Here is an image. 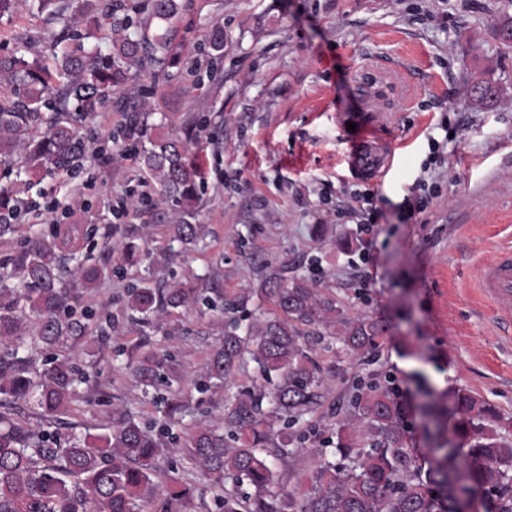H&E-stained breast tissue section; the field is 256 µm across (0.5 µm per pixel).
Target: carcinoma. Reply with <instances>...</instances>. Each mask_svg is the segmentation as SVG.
<instances>
[{"label":"carcinoma","instance_id":"1","mask_svg":"<svg viewBox=\"0 0 512 512\" xmlns=\"http://www.w3.org/2000/svg\"><path fill=\"white\" fill-rule=\"evenodd\" d=\"M34 7L61 24L53 44L55 67L29 57L26 42L15 54L0 57V164L12 163L21 150L29 177L67 171L82 158L83 120L107 103L112 87L125 83L149 51L162 53L170 64L184 52L165 33L149 35L152 22L179 14L178 0H140L121 18L116 13L123 5L108 4L123 35L111 41L106 54L84 48V41L99 39L93 0H36ZM208 43L211 59L222 58L220 24L212 26ZM469 91L482 105L491 106L499 97V88L480 76L473 77ZM39 124L44 131L37 137L32 127ZM140 160L158 194L179 207L171 241L195 244L202 225L191 219L202 172L190 143L159 138L142 150ZM20 209L14 186L1 185L0 237L13 232L11 219ZM67 219L27 238L9 258L10 270L0 273V346L8 348L0 354V406L31 399L46 418L71 400L83 375L69 358L32 368L19 355L24 339L19 312L34 315L43 345L77 343L86 337L92 314L77 308L75 289L94 288L104 275L98 266L77 260L80 244L92 231L72 212ZM68 260L77 261L69 284L62 279ZM260 292L273 298L278 313L260 314L245 325L236 319L224 324V339L209 360L206 378L226 382L247 356L272 382V390L238 392L224 402V432L202 424L185 441L188 458L224 493V512H512V443L491 431L498 420L494 410L463 389L443 399L422 377L416 406L385 378L356 383L349 408L336 423L341 462L321 459L300 501L292 493L274 492L268 457L285 466L298 447L297 437L273 434L271 417H303L318 404L324 384L320 367L299 343L300 326L332 327L343 346L362 355L378 347L390 325L382 317L347 316L336 300L303 277L285 281L273 274ZM198 301L199 291L188 281L162 290L133 285L127 292V309L141 323ZM164 361L155 353L139 359L134 375L143 388L154 386ZM416 411L429 443L424 464L408 448V421ZM115 414L112 431L95 439L54 437L0 414V512H138L141 502L156 496L164 497L165 512H182L192 488L178 482L162 490L151 478L155 461L167 450L162 436L121 410ZM243 485L251 493L241 499L237 491Z\"/></svg>","mask_w":512,"mask_h":512}]
</instances>
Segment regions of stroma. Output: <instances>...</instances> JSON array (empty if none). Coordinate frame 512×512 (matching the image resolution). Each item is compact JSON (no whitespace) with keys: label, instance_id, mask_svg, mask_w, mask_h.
<instances>
[{"label":"stroma","instance_id":"1","mask_svg":"<svg viewBox=\"0 0 512 512\" xmlns=\"http://www.w3.org/2000/svg\"><path fill=\"white\" fill-rule=\"evenodd\" d=\"M171 24L153 23L184 44L178 65L145 60L114 88L108 104L84 123L87 150L67 172L22 188L14 234L0 238V264L21 240L66 221L83 204L93 228L83 254L105 267L97 288L78 294L93 314L82 352L32 343L34 367L69 356L84 378L52 422L26 406L0 412L33 429L99 436L122 407L140 426L187 438L199 422L220 424L226 394L257 380L243 360L227 388L205 387L210 356L228 316L204 303L141 327L126 318V292L147 282L194 279L206 298L251 293L249 311L274 316L257 295L265 277H306L348 316L385 317L391 334L369 354L348 353L332 329L314 353L325 389L312 413L293 425L305 434L290 466L277 467V491L302 493L321 455L331 454L336 422L353 385L390 376L415 395L414 372L436 391L464 389L491 405L496 432L512 441V329L500 324L474 286L477 267L512 242V46L497 27L512 17V0H181ZM224 28V56L211 61L208 34ZM58 24L37 14L32 0L0 18V55L21 39L48 56ZM486 74L498 83L496 106L477 107L468 85ZM147 114L141 138L200 137L197 161L205 190L195 246H171L177 220L171 200L144 180L123 132L132 113ZM370 129L396 145L397 162L378 181L348 169L351 131ZM434 182L413 219L406 200L416 180ZM141 249L127 264L126 243ZM154 351L173 359L178 377L144 397L133 374ZM184 407L164 421L165 404ZM193 489L187 512H224L209 480L172 446L154 480Z\"/></svg>","mask_w":512,"mask_h":512}]
</instances>
